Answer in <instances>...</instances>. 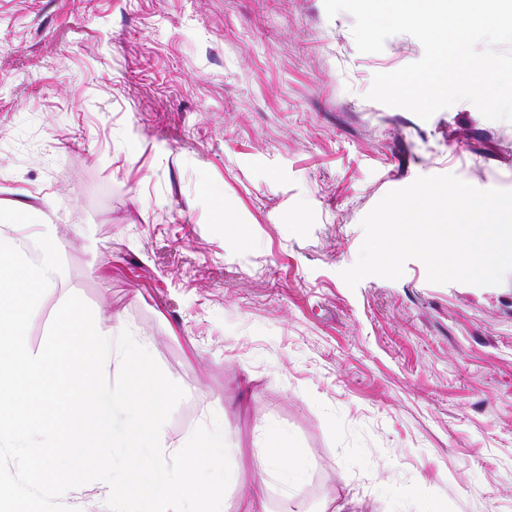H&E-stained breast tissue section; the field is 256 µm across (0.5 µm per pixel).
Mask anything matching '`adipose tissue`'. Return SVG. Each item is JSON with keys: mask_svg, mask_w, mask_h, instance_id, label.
Here are the masks:
<instances>
[{"mask_svg": "<svg viewBox=\"0 0 512 512\" xmlns=\"http://www.w3.org/2000/svg\"><path fill=\"white\" fill-rule=\"evenodd\" d=\"M252 464L260 478L247 488L249 512H269V480H276L288 498L296 496L305 482L304 457L287 433L263 430L261 443L253 450Z\"/></svg>", "mask_w": 512, "mask_h": 512, "instance_id": "obj_1", "label": "adipose tissue"}]
</instances>
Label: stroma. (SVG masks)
Returning <instances> with one entry per match:
<instances>
[{
  "label": "stroma",
  "mask_w": 512,
  "mask_h": 512,
  "mask_svg": "<svg viewBox=\"0 0 512 512\" xmlns=\"http://www.w3.org/2000/svg\"><path fill=\"white\" fill-rule=\"evenodd\" d=\"M352 26L324 0H0V202L50 203L67 270L28 342L78 294L151 337L172 434L223 409L244 482L256 424L288 432L311 466L272 512H512V272L341 277L389 191L512 190V122L367 99L423 47Z\"/></svg>",
  "instance_id": "35a3bbf8"
}]
</instances>
